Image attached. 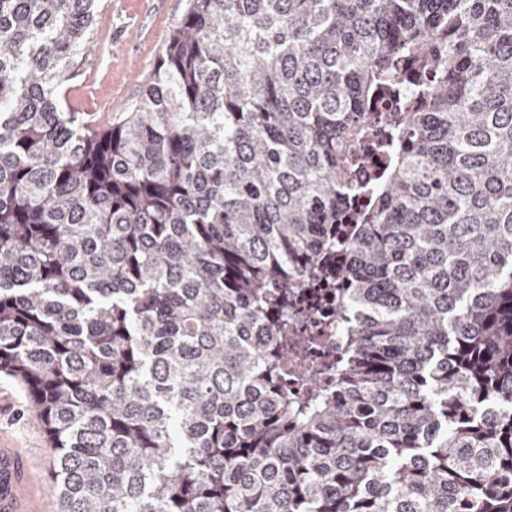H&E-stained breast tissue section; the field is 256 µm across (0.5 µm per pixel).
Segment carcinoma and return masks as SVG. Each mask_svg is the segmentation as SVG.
Segmentation results:
<instances>
[{
	"label": "carcinoma",
	"instance_id": "cac0c4a2",
	"mask_svg": "<svg viewBox=\"0 0 512 512\" xmlns=\"http://www.w3.org/2000/svg\"><path fill=\"white\" fill-rule=\"evenodd\" d=\"M96 7L0 0V375L59 512H512V0H187L107 130ZM336 274L326 278L325 288H304L298 298L310 304L314 322L322 330V346L319 350L324 363V383H328L336 374Z\"/></svg>",
	"mask_w": 512,
	"mask_h": 512
}]
</instances>
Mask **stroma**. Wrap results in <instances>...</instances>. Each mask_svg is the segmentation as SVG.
<instances>
[{"label": "stroma", "instance_id": "obj_1", "mask_svg": "<svg viewBox=\"0 0 512 512\" xmlns=\"http://www.w3.org/2000/svg\"><path fill=\"white\" fill-rule=\"evenodd\" d=\"M186 0H98L93 39L83 51L67 101L80 120L101 129L116 121L155 68L180 20ZM0 450L29 462L25 512H55L49 491L50 450L39 418L24 392L0 375Z\"/></svg>", "mask_w": 512, "mask_h": 512}]
</instances>
